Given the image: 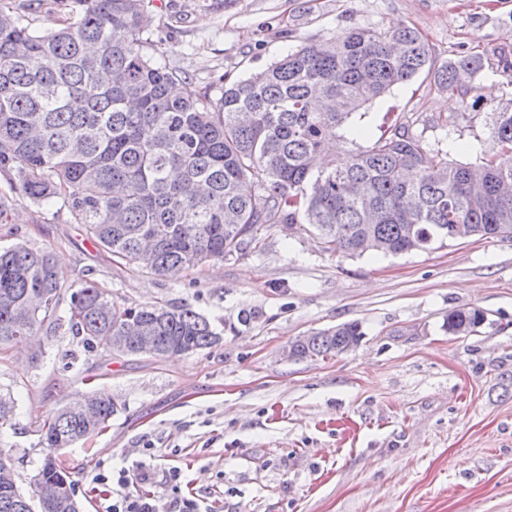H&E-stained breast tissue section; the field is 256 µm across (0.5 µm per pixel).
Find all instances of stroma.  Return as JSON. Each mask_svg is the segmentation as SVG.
Wrapping results in <instances>:
<instances>
[{
  "label": "stroma",
  "instance_id": "35a3bbf8",
  "mask_svg": "<svg viewBox=\"0 0 512 512\" xmlns=\"http://www.w3.org/2000/svg\"><path fill=\"white\" fill-rule=\"evenodd\" d=\"M34 28L68 21L73 0H0ZM156 61L221 96L303 45L401 23L436 64L477 55L466 97L423 72L394 86L332 141L333 157L406 127L430 154L473 163L495 152L494 113L512 112V0H150ZM0 247L50 252L63 286L90 279L121 307L188 304L222 343L173 358L110 355L67 329L41 353L0 348V390L16 414L0 457L29 490L44 420L91 392L124 406L61 449L83 512H104L99 472L143 464L132 492L191 499L198 512H512V237L474 236L398 256L324 250L302 224H264L244 252L166 277L96 246L84 225L38 206L0 173ZM478 308L467 335L443 327ZM254 312L241 323V312ZM356 320L348 353L287 359L298 337ZM486 317L482 310L477 308L455 309L448 312L444 328L453 334H469L479 327Z\"/></svg>",
  "mask_w": 512,
  "mask_h": 512
}]
</instances>
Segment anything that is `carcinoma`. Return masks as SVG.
I'll return each instance as SVG.
<instances>
[{
  "instance_id": "cac0c4a2",
  "label": "carcinoma",
  "mask_w": 512,
  "mask_h": 512,
  "mask_svg": "<svg viewBox=\"0 0 512 512\" xmlns=\"http://www.w3.org/2000/svg\"><path fill=\"white\" fill-rule=\"evenodd\" d=\"M70 21L38 30L0 8V172L35 204L55 200L112 255L163 277L175 267L224 259L255 241L260 224H305L331 252L401 255L480 235H512V112L493 113L498 152L477 163L430 160L401 127L341 161L315 159L352 114L433 66L417 31L352 28L306 44L218 101L158 64L146 49L147 0H75ZM482 67L468 56L438 68L450 93ZM61 276L52 255L24 244L0 248V346L47 325L89 349L147 341L148 356L192 355L222 336L186 304L114 305L83 279L60 315ZM477 308L448 312L444 328L469 334ZM345 322L295 348L298 359L338 356L359 343ZM122 410L87 395L44 423L49 449L24 493L0 458V512H80L70 472L56 456L91 437Z\"/></svg>"
}]
</instances>
